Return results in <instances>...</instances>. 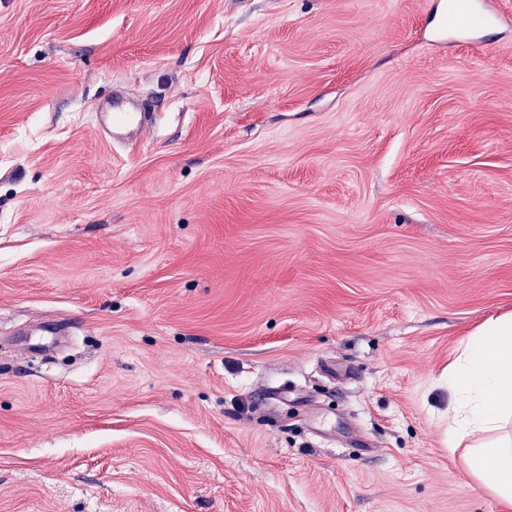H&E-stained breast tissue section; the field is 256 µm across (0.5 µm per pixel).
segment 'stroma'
I'll use <instances>...</instances> for the list:
<instances>
[{
    "instance_id": "obj_1",
    "label": "stroma",
    "mask_w": 512,
    "mask_h": 512,
    "mask_svg": "<svg viewBox=\"0 0 512 512\" xmlns=\"http://www.w3.org/2000/svg\"><path fill=\"white\" fill-rule=\"evenodd\" d=\"M480 2L0 0V512H504L448 449L512 312ZM97 128L110 140L120 141L127 134L142 136L146 130L145 120L139 112H135L126 101L115 98L112 101V111L97 115Z\"/></svg>"
}]
</instances>
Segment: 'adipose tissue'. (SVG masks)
<instances>
[{
    "label": "adipose tissue",
    "mask_w": 512,
    "mask_h": 512,
    "mask_svg": "<svg viewBox=\"0 0 512 512\" xmlns=\"http://www.w3.org/2000/svg\"><path fill=\"white\" fill-rule=\"evenodd\" d=\"M448 448L512 512V315L484 323L448 370Z\"/></svg>",
    "instance_id": "adipose-tissue-1"
}]
</instances>
